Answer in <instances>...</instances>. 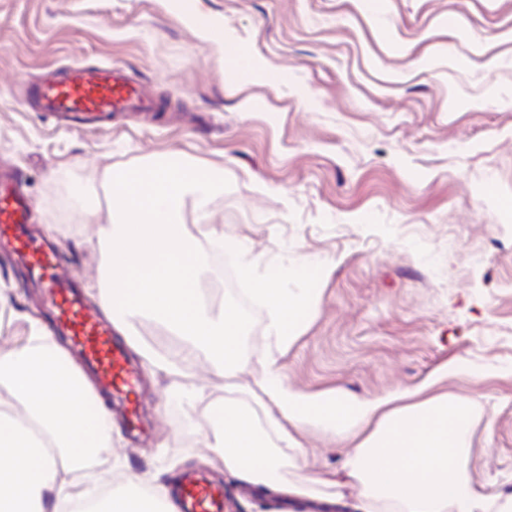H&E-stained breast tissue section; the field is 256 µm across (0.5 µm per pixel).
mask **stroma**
I'll use <instances>...</instances> for the list:
<instances>
[{
  "mask_svg": "<svg viewBox=\"0 0 512 512\" xmlns=\"http://www.w3.org/2000/svg\"><path fill=\"white\" fill-rule=\"evenodd\" d=\"M217 28L210 36L181 7ZM258 60L261 81L225 87L224 45ZM115 63L157 108L75 129L20 101L22 85L70 64ZM170 153L217 170L211 201L225 240L259 270L319 265L317 307L287 350L252 309L228 376L185 361L156 319L140 341L168 362L141 370L142 431H115L101 474L196 471L224 487V512H283L273 492L209 461L224 430L204 410L250 392L277 361L308 400L379 401L402 391L475 402L469 446L478 489L512 493V0H0V169L16 172L34 231L61 243L62 276L96 294L112 229L115 168ZM85 189L87 206L73 203ZM14 291L0 335L50 302L0 252ZM313 472L335 478L347 427L311 425Z\"/></svg>",
  "mask_w": 512,
  "mask_h": 512,
  "instance_id": "obj_1",
  "label": "stroma"
}]
</instances>
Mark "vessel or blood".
Instances as JSON below:
<instances>
[{
  "label": "vessel or blood",
  "instance_id": "vessel-or-blood-1",
  "mask_svg": "<svg viewBox=\"0 0 512 512\" xmlns=\"http://www.w3.org/2000/svg\"><path fill=\"white\" fill-rule=\"evenodd\" d=\"M29 97L40 111L57 114L80 128H98L112 115L151 110L141 86L117 65L74 66L62 76H52L28 86ZM29 201L9 183L0 182V243L10 245L29 273L48 291L54 305L55 332L69 336L85 363L93 369L103 389L117 393L126 403L128 418L137 416L136 376L121 347L114 343L97 309L71 283L57 279V254L47 242L27 237ZM182 512H223L220 488L188 474L181 480Z\"/></svg>",
  "mask_w": 512,
  "mask_h": 512
}]
</instances>
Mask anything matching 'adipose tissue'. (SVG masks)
Wrapping results in <instances>:
<instances>
[{"label":"adipose tissue","instance_id":"ef3b65f1","mask_svg":"<svg viewBox=\"0 0 512 512\" xmlns=\"http://www.w3.org/2000/svg\"><path fill=\"white\" fill-rule=\"evenodd\" d=\"M27 323V340L0 342V512H176L170 489L159 484L137 497L116 490L94 497L99 477L84 467L112 441L109 413L67 348L37 319ZM256 386L280 442L295 452L296 475L283 476V458L253 410L232 403L224 407V433L211 452L215 464L246 482L292 501L342 507L349 479L358 488L357 512H512V494L475 487L469 398L443 393L393 408L337 395L307 402L272 367ZM315 423L352 432L341 478L324 481L309 470L296 434Z\"/></svg>","mask_w":512,"mask_h":512}]
</instances>
